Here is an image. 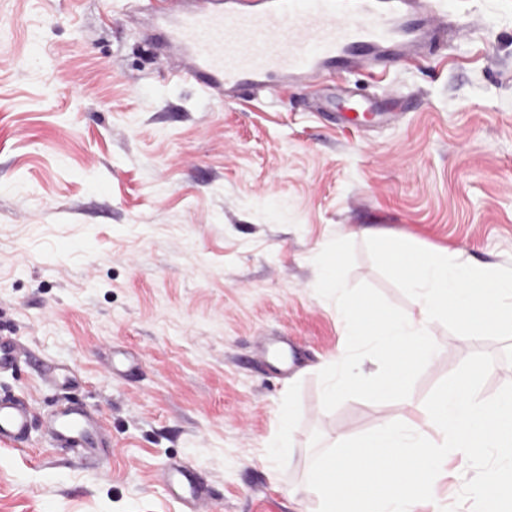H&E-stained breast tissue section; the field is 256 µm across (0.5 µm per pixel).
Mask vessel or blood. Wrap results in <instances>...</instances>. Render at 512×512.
<instances>
[{
    "instance_id": "obj_1",
    "label": "vessel or blood",
    "mask_w": 512,
    "mask_h": 512,
    "mask_svg": "<svg viewBox=\"0 0 512 512\" xmlns=\"http://www.w3.org/2000/svg\"><path fill=\"white\" fill-rule=\"evenodd\" d=\"M126 8L148 19L147 39L172 59L167 81L194 84L218 101L284 82L314 87L328 74L382 76L436 51L449 31L468 29L438 0H128ZM331 105L358 115L380 112L389 122L404 111L400 101L384 105L347 91ZM32 415L28 402L0 394V443L23 445ZM43 427L57 448L95 456L110 445L98 415L70 403ZM158 477L187 512H208L190 465L166 466Z\"/></svg>"
}]
</instances>
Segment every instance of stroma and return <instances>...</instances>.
I'll list each match as a JSON object with an SVG mask.
<instances>
[{
    "instance_id": "35a3bbf8",
    "label": "stroma",
    "mask_w": 512,
    "mask_h": 512,
    "mask_svg": "<svg viewBox=\"0 0 512 512\" xmlns=\"http://www.w3.org/2000/svg\"><path fill=\"white\" fill-rule=\"evenodd\" d=\"M475 28L363 95H413L396 123L314 112L313 90L217 102L163 79L165 54L121 0H0V336L24 349L0 389L39 413L70 398L102 416L112 451L78 459L40 430L0 444V512H182L157 480L201 476L210 512H317L306 489L322 446L402 416L400 403L321 404L318 372L343 354L315 256L356 244L349 284L406 297L375 268L371 236L512 265V0H448ZM438 345L411 397L475 352L494 356L482 397L512 382V341L433 323ZM288 337L287 375L260 358ZM134 360L112 377V350ZM59 363L75 386H43ZM292 397V447L272 457Z\"/></svg>"
}]
</instances>
